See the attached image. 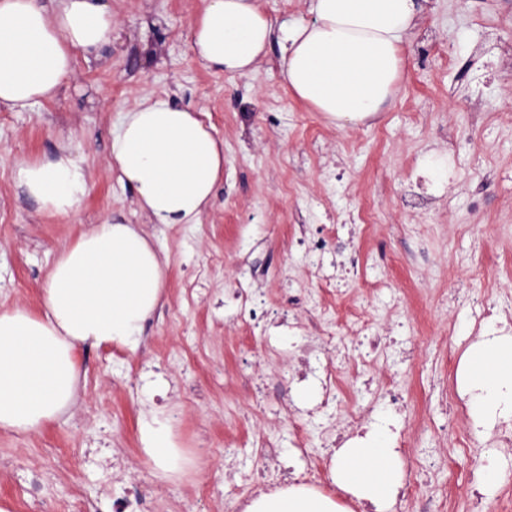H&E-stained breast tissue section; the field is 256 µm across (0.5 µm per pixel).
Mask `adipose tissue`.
Here are the masks:
<instances>
[{"label":"adipose tissue","instance_id":"adipose-tissue-1","mask_svg":"<svg viewBox=\"0 0 512 512\" xmlns=\"http://www.w3.org/2000/svg\"><path fill=\"white\" fill-rule=\"evenodd\" d=\"M311 21L274 30L258 0H207L191 48L205 69L241 76L265 57L272 36L284 50L292 93L336 125H355L391 100L402 75L404 41L417 0H309ZM108 0H0V107L22 112L54 99L74 72L76 54L99 56L112 43ZM110 165L132 187L152 224H197L213 203L224 144L200 111L149 96L123 112ZM15 187L49 215L75 214L87 195L85 170L70 145L50 157L18 160ZM164 261L132 225L106 218L56 256L46 277L44 311L0 310V428L33 432L78 398L77 348L116 344L137 351L143 325L160 302ZM479 422L512 412V339H482L462 361ZM388 430L376 426L335 456V483L375 512H388L401 484ZM143 451L177 472L184 457L166 422L141 428ZM245 512H337L312 488L291 486L250 501Z\"/></svg>","mask_w":512,"mask_h":512}]
</instances>
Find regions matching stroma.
Listing matches in <instances>:
<instances>
[{
    "instance_id": "stroma-1",
    "label": "stroma",
    "mask_w": 512,
    "mask_h": 512,
    "mask_svg": "<svg viewBox=\"0 0 512 512\" xmlns=\"http://www.w3.org/2000/svg\"><path fill=\"white\" fill-rule=\"evenodd\" d=\"M116 19L112 46L100 58L77 56L74 75L57 96L27 112L0 111V308L43 312L42 288L60 248L92 224L111 216L140 227L152 247L169 259L162 301L145 323L137 351L111 346L78 350L80 395L76 404L38 431L0 430V512H30L23 471L36 463L46 472L53 512H69L74 488L97 491L93 470L58 467L62 448H87L107 435L124 449L130 475L152 483L158 512H226L257 494L264 441L279 442L289 465L304 469L315 457L292 456V439L316 443L314 427L294 424L286 401L268 397L251 411L244 384L262 376L275 387L296 367L297 336H263L233 320L221 307L234 285L236 266L251 269L269 314L288 309L299 295L316 322H337L336 337L350 342L347 323L361 315L382 338L393 335L386 291L369 283L385 279L404 298L401 316L412 328L403 336L413 357L376 369L353 368L327 358L339 377L350 418L373 388L396 382L413 414L447 423L448 432L415 434L423 453L450 455L452 469L430 471L421 486L444 512H469L473 490L487 500L512 498V447L499 454L494 479L472 486L479 459L462 454L455 434L464 418L448 412L439 391L454 383L473 343L472 309L457 305L456 291L512 296V0H427L408 35L406 66L395 97L376 117L339 127L293 97L282 74L281 47L246 76L212 72L193 59L192 26L206 0H111ZM170 95L192 104L224 142V173L212 209L197 224H151L138 211L131 188L109 164V149L123 111L146 96ZM71 139L86 169L89 192L75 216L40 215L11 179L21 158L50 155ZM447 157L442 174L424 162ZM343 174L337 208L371 203L381 221L360 232L333 230L312 211L324 195L329 169ZM329 242L358 250L360 271L345 299L324 293L291 240L302 226ZM161 360L176 386H138L142 362ZM182 407L174 438L183 448L205 439L218 445L224 484L197 505L194 489L214 466L190 479L160 478L140 442L147 413Z\"/></svg>"
}]
</instances>
